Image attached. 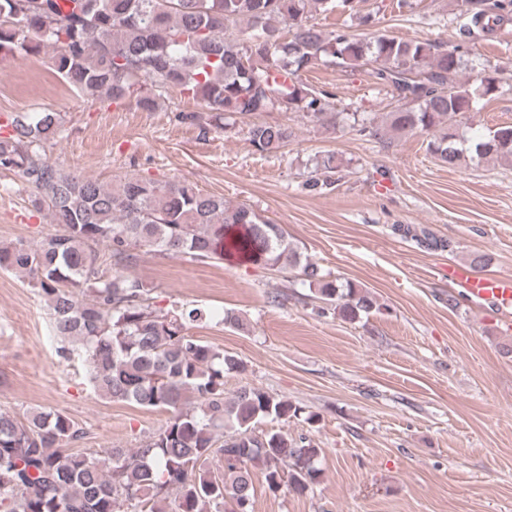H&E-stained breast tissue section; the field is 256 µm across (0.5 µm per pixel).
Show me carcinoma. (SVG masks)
<instances>
[{
	"label": "carcinoma",
	"mask_w": 512,
	"mask_h": 512,
	"mask_svg": "<svg viewBox=\"0 0 512 512\" xmlns=\"http://www.w3.org/2000/svg\"><path fill=\"white\" fill-rule=\"evenodd\" d=\"M349 0H0V55L35 57L52 49L55 72L82 95L117 107L150 111L171 89L203 109L179 113L204 133L227 132L259 112H303L333 119L331 94L315 90L304 72L330 60L341 67L376 64L377 82L399 103L394 131L432 135L428 148L444 166L462 159L512 161V125L497 126L463 146L457 117L494 94L501 69L461 81L464 52L424 41L326 32L309 21ZM471 38L512 22V0H457ZM250 29L240 38L230 28ZM64 119L56 112L21 113L0 135V170L36 193L53 231L37 247L0 245V270L24 274L44 297L54 332L82 349L90 382L112 401L163 409L160 431L136 448L80 454L68 445L84 429L68 416L0 411V512H252V471L264 470L269 490L297 493L319 482L322 449L311 439L272 430L263 420L299 418L303 408L247 385L224 396V376L244 368L237 356L186 333L201 317L194 308L159 315L151 288L128 274L141 255L197 261L230 253L280 271L298 269L315 298L346 321L381 310L372 294L327 277L303 256L283 226L243 204L204 194L187 181L137 176L105 184L64 173L47 157ZM248 140L276 153L293 136L278 123H253ZM308 187L330 188L336 157L313 159ZM394 233L426 251H450L447 239L412 224ZM218 458V473L203 469Z\"/></svg>",
	"instance_id": "1"
}]
</instances>
